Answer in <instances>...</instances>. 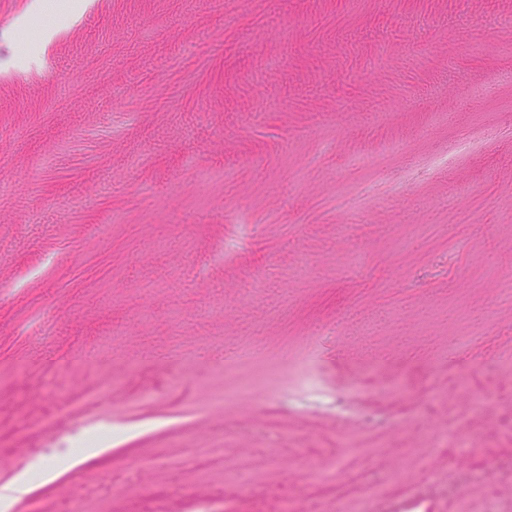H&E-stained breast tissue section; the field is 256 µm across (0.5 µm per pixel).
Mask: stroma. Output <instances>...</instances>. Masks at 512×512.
Listing matches in <instances>:
<instances>
[{
  "mask_svg": "<svg viewBox=\"0 0 512 512\" xmlns=\"http://www.w3.org/2000/svg\"><path fill=\"white\" fill-rule=\"evenodd\" d=\"M30 3L0 486L113 446L7 512H512V0Z\"/></svg>",
  "mask_w": 512,
  "mask_h": 512,
  "instance_id": "1",
  "label": "stroma"
}]
</instances>
